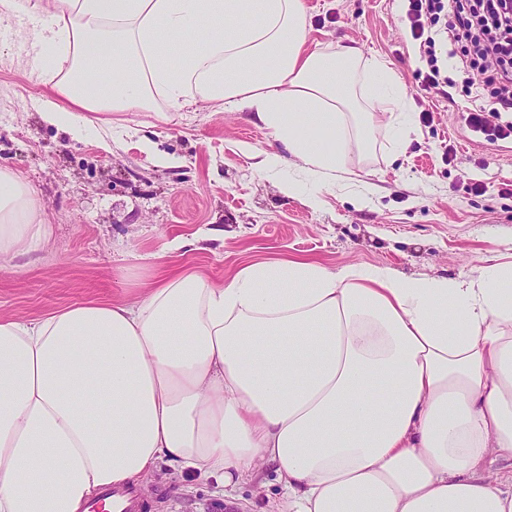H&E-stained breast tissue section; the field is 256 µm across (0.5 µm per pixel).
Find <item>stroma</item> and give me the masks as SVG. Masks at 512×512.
<instances>
[{"instance_id": "1", "label": "stroma", "mask_w": 512, "mask_h": 512, "mask_svg": "<svg viewBox=\"0 0 512 512\" xmlns=\"http://www.w3.org/2000/svg\"><path fill=\"white\" fill-rule=\"evenodd\" d=\"M304 2L310 48L348 45L384 59L414 114L403 127L364 104L375 138L346 153L372 188L363 207L352 191L311 177L292 196L262 177L256 156L273 139L244 110L112 112V137L72 138L42 117L48 89L24 64L23 29L0 41V166L33 185L50 230L41 251L0 268V315L133 298L171 267L219 279L251 259L305 257L456 278L512 250V140L489 142L467 125L468 112L497 103L495 83L458 66L467 41L445 45L448 83L425 91L401 0ZM471 82L479 95L467 93ZM146 140L173 164L156 165L140 149ZM283 495L269 465L227 497L163 464L138 512H279Z\"/></svg>"}]
</instances>
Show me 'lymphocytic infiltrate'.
Wrapping results in <instances>:
<instances>
[{"label": "lymphocytic infiltrate", "instance_id": "lymphocytic-infiltrate-1", "mask_svg": "<svg viewBox=\"0 0 512 512\" xmlns=\"http://www.w3.org/2000/svg\"><path fill=\"white\" fill-rule=\"evenodd\" d=\"M406 18L427 67L423 88L443 80L438 47L466 39L475 56L463 67L491 73L501 111L512 112V15L496 0H407Z\"/></svg>", "mask_w": 512, "mask_h": 512}]
</instances>
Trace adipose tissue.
I'll return each instance as SVG.
<instances>
[{
    "instance_id": "adipose-tissue-1",
    "label": "adipose tissue",
    "mask_w": 512,
    "mask_h": 512,
    "mask_svg": "<svg viewBox=\"0 0 512 512\" xmlns=\"http://www.w3.org/2000/svg\"><path fill=\"white\" fill-rule=\"evenodd\" d=\"M28 32L42 116L249 110L285 164L349 180L363 101L402 111L392 69L308 50L303 0H41ZM84 121H76V113ZM48 235L0 167V262ZM232 488L273 466L288 512H512V260L458 278L257 260L180 271L135 301L0 316V512H83L158 461Z\"/></svg>"
}]
</instances>
